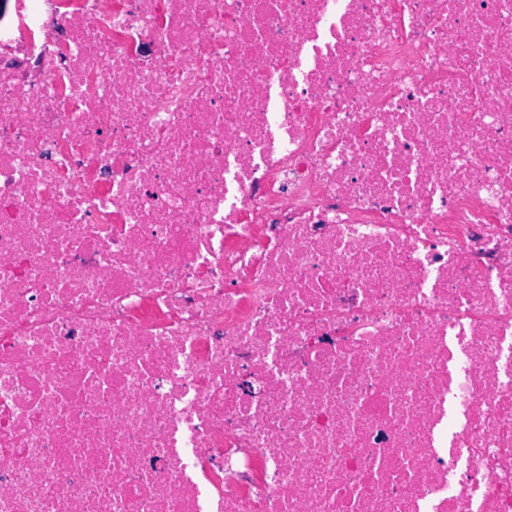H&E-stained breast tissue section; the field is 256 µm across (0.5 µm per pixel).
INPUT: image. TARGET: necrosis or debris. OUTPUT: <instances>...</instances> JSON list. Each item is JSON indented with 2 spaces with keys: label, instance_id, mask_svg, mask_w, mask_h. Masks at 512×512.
<instances>
[{
  "label": "necrosis or debris",
  "instance_id": "4bbe7bcc",
  "mask_svg": "<svg viewBox=\"0 0 512 512\" xmlns=\"http://www.w3.org/2000/svg\"><path fill=\"white\" fill-rule=\"evenodd\" d=\"M0 512H512V0H14Z\"/></svg>",
  "mask_w": 512,
  "mask_h": 512
}]
</instances>
